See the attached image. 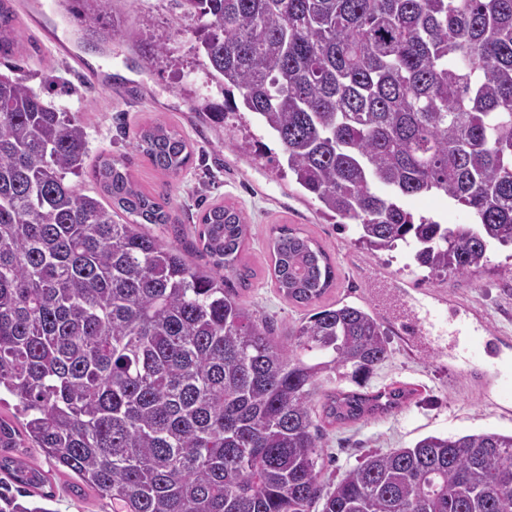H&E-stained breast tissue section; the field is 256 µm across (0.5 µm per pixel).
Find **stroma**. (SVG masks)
<instances>
[{"instance_id": "1", "label": "stroma", "mask_w": 512, "mask_h": 512, "mask_svg": "<svg viewBox=\"0 0 512 512\" xmlns=\"http://www.w3.org/2000/svg\"><path fill=\"white\" fill-rule=\"evenodd\" d=\"M56 2L14 0L24 26L12 63L24 69L45 103L80 120L86 167L102 156L120 158L145 192L171 195L178 224L155 227L156 235L175 242L196 264L200 212L217 203L240 209L248 224L242 257L255 271L240 300L283 335L306 310L274 286L273 230L299 228L336 268V282L318 307L367 305L382 317L389 356L366 388L402 386L412 395L391 413L328 427L318 461L324 486L338 482L366 453L408 447L429 435L512 433V402L502 399L497 375L484 364L455 372L447 344H433L429 336L433 328L465 326L487 336L492 353L512 363V281L497 274L506 250L491 248L486 267L475 275L442 280L426 278L406 252L371 253L357 243L352 226L324 215L314 196L279 170L280 144L249 112L212 118L209 110L223 105L224 93L193 50L198 22L178 0H77L71 13ZM103 26L112 31L104 44L98 40ZM158 43L167 44L168 56L154 55ZM60 78L74 85L73 93L57 86ZM159 119L193 150L191 164L174 178L154 170L133 147L136 131ZM25 460L50 472L52 512H112L109 499L90 490L76 494L72 476L54 470L38 449H28Z\"/></svg>"}]
</instances>
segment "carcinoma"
I'll list each match as a JSON object with an SVG mask.
<instances>
[{
  "label": "carcinoma",
  "mask_w": 512,
  "mask_h": 512,
  "mask_svg": "<svg viewBox=\"0 0 512 512\" xmlns=\"http://www.w3.org/2000/svg\"><path fill=\"white\" fill-rule=\"evenodd\" d=\"M202 24L195 52L282 145L288 171L375 252L409 249L433 277L469 276L512 248V0H182ZM21 18L0 0V58ZM240 102H235L233 91ZM176 177L187 140L157 120L135 135ZM84 126L45 103L23 69L0 74V391L25 438L0 419V512L49 474L14 454L38 448L112 512H512V433L427 436L371 453L323 489L326 426L389 412L412 392L365 387L388 357L377 312L344 304L288 340L239 301L243 214L212 205L205 267L150 231L169 201L104 158V204L71 184ZM430 194L469 224L415 217ZM129 219L120 223L118 213ZM275 286L308 306L335 280L326 253L284 225Z\"/></svg>",
  "instance_id": "obj_1"
}]
</instances>
